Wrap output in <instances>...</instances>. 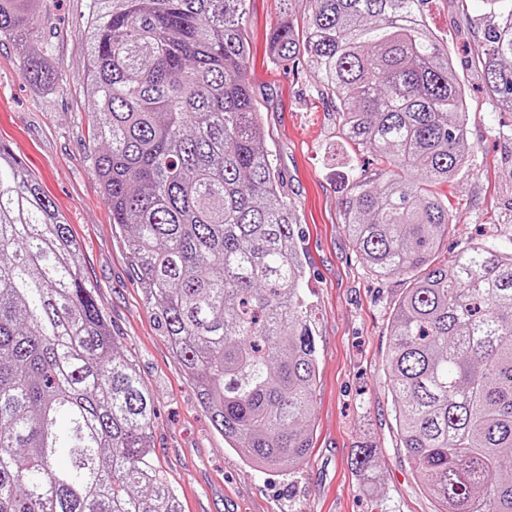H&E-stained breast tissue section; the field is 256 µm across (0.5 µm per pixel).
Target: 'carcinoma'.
<instances>
[{
  "mask_svg": "<svg viewBox=\"0 0 512 512\" xmlns=\"http://www.w3.org/2000/svg\"><path fill=\"white\" fill-rule=\"evenodd\" d=\"M42 0H0L24 78ZM246 0H89L93 167L137 277L224 442L257 471L312 450L318 367L305 269L245 79ZM269 59L306 55L343 139L371 153L345 225L369 270L404 277L386 369L400 443L436 512H512V249L432 253L458 216L439 187L471 155L454 58L426 0H310ZM484 82L512 112V0H487ZM70 224L0 142V512H181L154 462V398L76 260ZM358 448L352 465L373 468Z\"/></svg>",
  "mask_w": 512,
  "mask_h": 512,
  "instance_id": "cac0c4a2",
  "label": "carcinoma"
}]
</instances>
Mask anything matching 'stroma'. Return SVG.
<instances>
[{
    "label": "stroma",
    "instance_id": "1",
    "mask_svg": "<svg viewBox=\"0 0 512 512\" xmlns=\"http://www.w3.org/2000/svg\"><path fill=\"white\" fill-rule=\"evenodd\" d=\"M309 0H249L246 71L300 233L304 294L319 362L313 450L292 472H260L228 448L200 406L158 311L139 284L128 235L112 224L94 173L98 147L89 123L87 48L78 30L88 0H44L35 39L58 73L52 88L30 86L23 52L0 40V141L41 181L67 219L78 265L122 354L154 396L155 464L179 495L182 512H434L400 446L386 379L393 307L406 280L378 278L349 237L345 200L356 175L373 173L371 154L352 153L334 101L322 96L306 59L268 60L270 35L284 15L303 20ZM428 26L447 43L468 96V167L445 186L459 224L438 259L476 240L512 245V112L486 90L479 60L491 22L483 0H429ZM375 451L376 480L365 488L351 463Z\"/></svg>",
    "mask_w": 512,
    "mask_h": 512
}]
</instances>
